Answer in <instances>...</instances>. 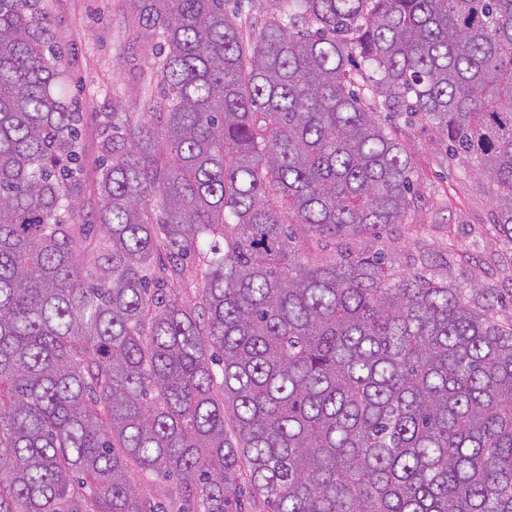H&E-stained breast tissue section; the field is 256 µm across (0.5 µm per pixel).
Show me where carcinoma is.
Masks as SVG:
<instances>
[{
    "label": "carcinoma",
    "instance_id": "carcinoma-1",
    "mask_svg": "<svg viewBox=\"0 0 512 512\" xmlns=\"http://www.w3.org/2000/svg\"><path fill=\"white\" fill-rule=\"evenodd\" d=\"M266 3L138 0L162 92L81 224L45 0H0V512H240L241 479L271 512H512L499 294L336 244L420 197L378 109L512 239V0Z\"/></svg>",
    "mask_w": 512,
    "mask_h": 512
}]
</instances>
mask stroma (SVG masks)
Wrapping results in <instances>:
<instances>
[{
    "label": "stroma",
    "mask_w": 512,
    "mask_h": 512,
    "mask_svg": "<svg viewBox=\"0 0 512 512\" xmlns=\"http://www.w3.org/2000/svg\"><path fill=\"white\" fill-rule=\"evenodd\" d=\"M67 74L66 95L81 116L80 159L85 188L78 205L82 223H92L99 206L95 190L101 138L113 113L138 112L158 93L151 68L156 37L138 30L131 0H47ZM398 135L411 155L422 195L412 223L381 227L379 236L396 267L412 273L429 259L450 270L462 287L480 278L512 301V242L495 228V209L485 182L460 161L439 164L447 149L442 137L420 123Z\"/></svg>",
    "instance_id": "35a3bbf8"
}]
</instances>
